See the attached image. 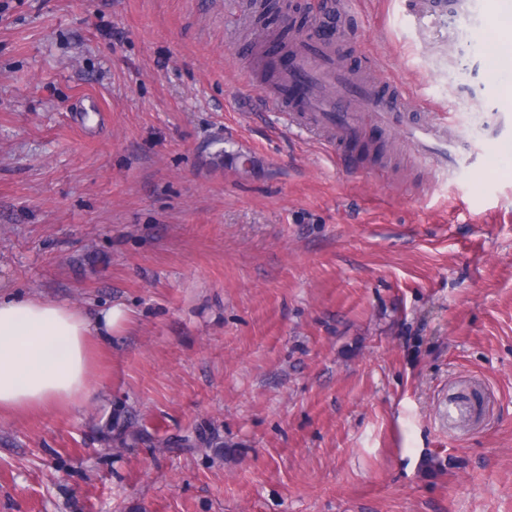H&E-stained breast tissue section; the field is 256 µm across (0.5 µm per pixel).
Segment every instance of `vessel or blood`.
<instances>
[{
    "mask_svg": "<svg viewBox=\"0 0 512 512\" xmlns=\"http://www.w3.org/2000/svg\"><path fill=\"white\" fill-rule=\"evenodd\" d=\"M265 95L289 126L320 134L344 154L361 143L367 125L396 128L415 159L446 172L465 157L447 124L422 120L407 96L385 80H373L338 65L332 40L308 30L289 48L275 85Z\"/></svg>",
    "mask_w": 512,
    "mask_h": 512,
    "instance_id": "1",
    "label": "vessel or blood"
}]
</instances>
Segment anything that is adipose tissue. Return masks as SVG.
Listing matches in <instances>:
<instances>
[{"label":"adipose tissue","mask_w":512,"mask_h":512,"mask_svg":"<svg viewBox=\"0 0 512 512\" xmlns=\"http://www.w3.org/2000/svg\"><path fill=\"white\" fill-rule=\"evenodd\" d=\"M129 320L120 303L92 315L73 304L0 294V419L100 401L90 345L110 340Z\"/></svg>","instance_id":"1"}]
</instances>
